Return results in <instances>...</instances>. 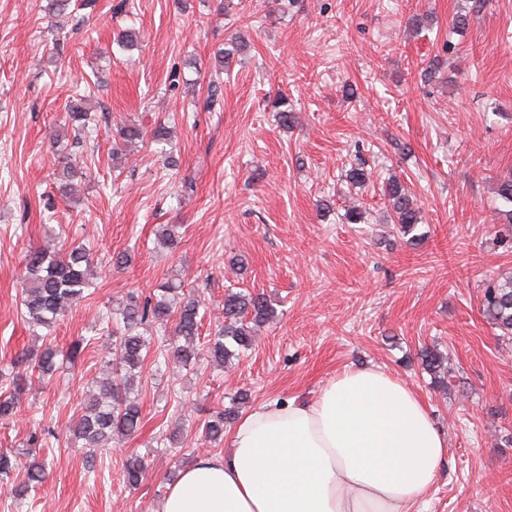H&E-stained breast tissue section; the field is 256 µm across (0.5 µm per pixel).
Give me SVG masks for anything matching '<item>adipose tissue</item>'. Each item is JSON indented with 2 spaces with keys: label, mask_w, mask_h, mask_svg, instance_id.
<instances>
[{
  "label": "adipose tissue",
  "mask_w": 512,
  "mask_h": 512,
  "mask_svg": "<svg viewBox=\"0 0 512 512\" xmlns=\"http://www.w3.org/2000/svg\"><path fill=\"white\" fill-rule=\"evenodd\" d=\"M229 446L181 470L157 512H414L448 456L429 406L376 365L253 407Z\"/></svg>",
  "instance_id": "obj_1"
}]
</instances>
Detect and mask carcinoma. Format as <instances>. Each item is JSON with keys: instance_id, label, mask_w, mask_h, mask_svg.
I'll return each instance as SVG.
<instances>
[{"instance_id": "cac0c4a2", "label": "carcinoma", "mask_w": 512, "mask_h": 512, "mask_svg": "<svg viewBox=\"0 0 512 512\" xmlns=\"http://www.w3.org/2000/svg\"><path fill=\"white\" fill-rule=\"evenodd\" d=\"M69 124L86 128L88 111L73 105L67 112ZM84 174V167L68 164L60 173V190L74 191L73 181ZM383 194L393 211V223L398 232L407 237L422 220L421 208L405 191L397 179L383 183ZM95 257L83 245L67 249L35 247L25 258L22 279L24 320L32 332L51 328L61 322L72 309L88 296L94 279ZM202 303L193 292H184L183 286L165 282L159 293L144 298L130 297L120 316L123 328L112 332L108 360L104 361L96 390L84 399L81 415L72 430L75 440L83 447L104 449L112 440L138 432L142 423L141 406L134 393L135 381L149 354L154 335L166 330L175 320L176 340L164 352L173 362L189 365L200 357L199 327ZM482 312L489 323L501 332L512 335V277L490 279L485 283ZM275 317V308L261 294L227 290L224 293V325L217 327L208 342L206 356L218 366H226L240 353L251 348L260 329ZM84 350V340L78 339L67 350L61 351L51 343L34 357L32 369L43 383L59 369V360L70 364ZM422 368L437 376L438 384L448 386V358L439 350L425 347L420 351ZM28 385V376L17 372L12 378L13 390L0 394V421H8L19 412L18 396ZM235 419L232 410H224L205 421L202 437L212 442L224 437V424ZM149 463L140 457L127 461L123 477L126 485H138L146 474ZM17 464L6 453H0V484L11 487L15 497L24 499L46 478V463L33 457L25 473H16Z\"/></svg>"}]
</instances>
